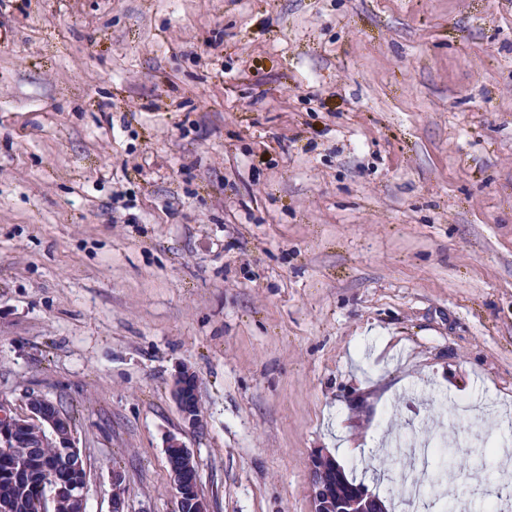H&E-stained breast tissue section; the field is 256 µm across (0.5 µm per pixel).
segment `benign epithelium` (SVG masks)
Instances as JSON below:
<instances>
[{"mask_svg": "<svg viewBox=\"0 0 512 512\" xmlns=\"http://www.w3.org/2000/svg\"><path fill=\"white\" fill-rule=\"evenodd\" d=\"M197 389L192 373L186 369L178 372L174 399L184 420L192 427L202 425ZM49 444L55 445L58 451L52 459H40L42 469L52 473L51 482L40 499L41 512H58L62 501L68 512H87V465L75 445L67 418L51 400L42 396L28 398L23 414L11 415L0 409V459H10L17 454L34 456ZM166 452L180 456L184 463V467L170 470L177 500L189 501L191 512H207L191 451L172 438ZM122 483L121 471H112L111 512H125ZM311 501L312 512H383L382 502L375 494L363 486L345 484L336 461L321 456L312 462Z\"/></svg>", "mask_w": 512, "mask_h": 512, "instance_id": "benign-epithelium-1", "label": "benign epithelium"}]
</instances>
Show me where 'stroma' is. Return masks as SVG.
Instances as JSON below:
<instances>
[{"label":"stroma","mask_w":512,"mask_h":512,"mask_svg":"<svg viewBox=\"0 0 512 512\" xmlns=\"http://www.w3.org/2000/svg\"><path fill=\"white\" fill-rule=\"evenodd\" d=\"M194 372L203 424L173 397ZM74 416L88 512H389L417 437L512 483V0H0V407ZM342 448L355 456H339ZM168 453L177 454L183 460L184 467L180 469L170 468L172 487L178 500V506L182 501H189L191 512H206L207 505L198 483V476L193 465V455L189 448L176 438H171L166 447ZM360 485L345 484L336 461L316 457L311 467L312 512H382L380 499Z\"/></svg>","instance_id":"1"}]
</instances>
